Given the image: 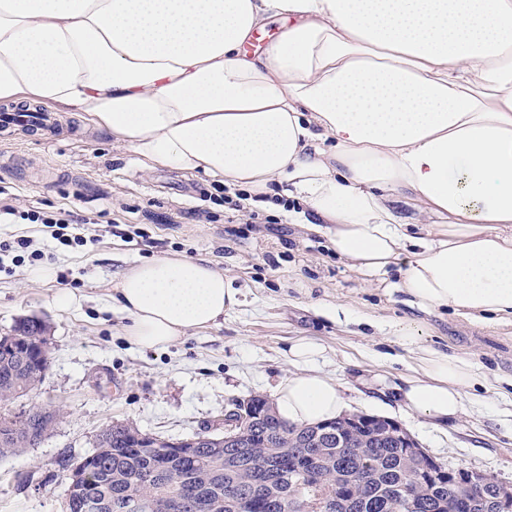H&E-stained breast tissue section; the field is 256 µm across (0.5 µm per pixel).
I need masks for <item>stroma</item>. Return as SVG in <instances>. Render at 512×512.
<instances>
[{
  "mask_svg": "<svg viewBox=\"0 0 512 512\" xmlns=\"http://www.w3.org/2000/svg\"><path fill=\"white\" fill-rule=\"evenodd\" d=\"M59 119L52 136L0 129V199L69 211L85 239L64 250L43 225L0 223V241L28 237L56 268L50 282L33 280L27 262L0 272V335L36 317L50 348L42 382L11 411L60 409L38 448L0 461V512H65L60 461L91 452L107 424L183 439L219 425L236 401L275 396L294 372L285 353L300 336L325 345L318 369L335 379L345 412L395 420L444 466L512 486L511 321L411 305L397 288L398 267L360 273L324 236L278 212L262 207L249 219L210 179L143 169L77 114ZM172 254L223 268L240 303L220 325L143 350L123 336L108 290L131 264ZM62 290L80 295L79 306L57 309ZM398 325L411 326L414 340L394 336ZM420 347L463 358L484 379L465 390L460 418L437 428L406 414L397 398Z\"/></svg>",
  "mask_w": 512,
  "mask_h": 512,
  "instance_id": "obj_1",
  "label": "stroma"
}]
</instances>
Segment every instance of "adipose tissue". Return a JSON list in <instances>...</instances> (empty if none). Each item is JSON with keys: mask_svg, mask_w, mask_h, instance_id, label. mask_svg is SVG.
Wrapping results in <instances>:
<instances>
[{"mask_svg": "<svg viewBox=\"0 0 512 512\" xmlns=\"http://www.w3.org/2000/svg\"><path fill=\"white\" fill-rule=\"evenodd\" d=\"M264 51L246 44L269 20ZM0 101L85 117L149 169L202 175L375 274L421 308L512 320V0H0ZM419 222L403 218L398 204ZM124 333L165 348L239 304L223 270L163 256L116 278ZM324 346L291 342V424L340 416ZM478 377L419 348L411 414L459 418Z\"/></svg>", "mask_w": 512, "mask_h": 512, "instance_id": "ef3b65f1", "label": "adipose tissue"}]
</instances>
